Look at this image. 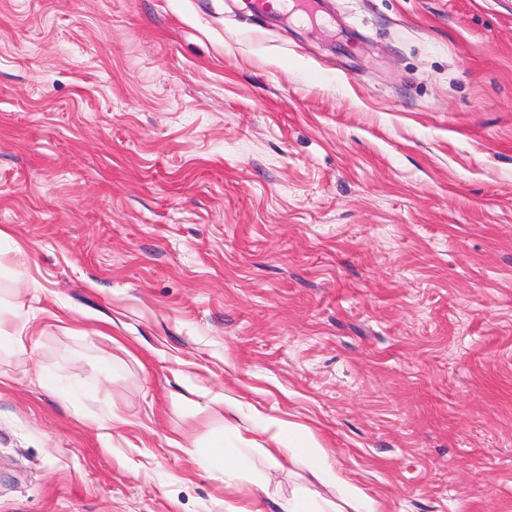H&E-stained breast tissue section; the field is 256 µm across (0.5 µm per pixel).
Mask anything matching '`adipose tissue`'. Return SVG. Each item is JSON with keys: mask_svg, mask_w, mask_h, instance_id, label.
I'll list each match as a JSON object with an SVG mask.
<instances>
[{"mask_svg": "<svg viewBox=\"0 0 512 512\" xmlns=\"http://www.w3.org/2000/svg\"><path fill=\"white\" fill-rule=\"evenodd\" d=\"M265 423L273 433L270 447L261 449L260 454L270 466H277L280 459H287L292 464L314 469L322 482L335 484L338 489L333 500L307 488L297 489L292 497L281 503V512H380L372 499L337 477L320 444L301 436L295 426L275 418H266Z\"/></svg>", "mask_w": 512, "mask_h": 512, "instance_id": "ef3b65f1", "label": "adipose tissue"}]
</instances>
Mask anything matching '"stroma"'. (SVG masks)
I'll list each match as a JSON object with an SVG mask.
<instances>
[{
    "label": "stroma",
    "mask_w": 512,
    "mask_h": 512,
    "mask_svg": "<svg viewBox=\"0 0 512 512\" xmlns=\"http://www.w3.org/2000/svg\"><path fill=\"white\" fill-rule=\"evenodd\" d=\"M317 17L0 0V512H278L306 468L205 454L265 416L381 512H512V0ZM0 332L7 333V336L14 348L19 353H26L32 344L30 319L18 312H11V317L0 316ZM216 445L210 450V464L214 470L224 475L225 483L231 485L239 479L241 473L252 465L251 455L242 448H222Z\"/></svg>",
    "instance_id": "obj_1"
}]
</instances>
